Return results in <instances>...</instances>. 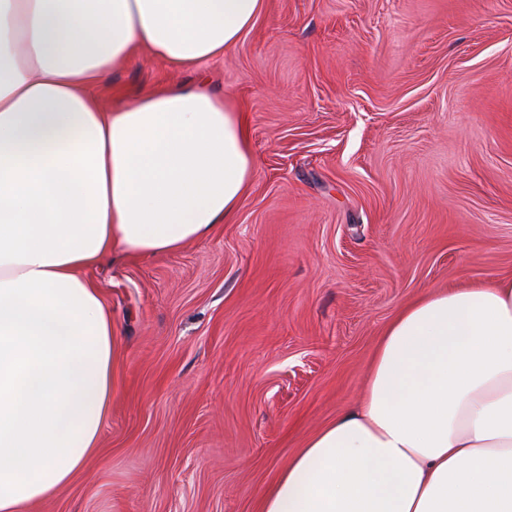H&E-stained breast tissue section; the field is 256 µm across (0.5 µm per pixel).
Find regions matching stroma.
<instances>
[{
    "mask_svg": "<svg viewBox=\"0 0 512 512\" xmlns=\"http://www.w3.org/2000/svg\"><path fill=\"white\" fill-rule=\"evenodd\" d=\"M256 161L232 223L88 270L118 325L100 446L35 512H259L430 288L512 278V0H266L205 74Z\"/></svg>",
    "mask_w": 512,
    "mask_h": 512,
    "instance_id": "1",
    "label": "stroma"
}]
</instances>
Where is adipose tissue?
Instances as JSON below:
<instances>
[{"label": "adipose tissue", "instance_id": "adipose-tissue-1", "mask_svg": "<svg viewBox=\"0 0 512 512\" xmlns=\"http://www.w3.org/2000/svg\"><path fill=\"white\" fill-rule=\"evenodd\" d=\"M265 0H0V512L96 451L123 345L85 276L233 221L246 117L205 80L104 105L147 54L200 71ZM260 512H512V280L423 292L385 328L359 404L311 436Z\"/></svg>", "mask_w": 512, "mask_h": 512}]
</instances>
